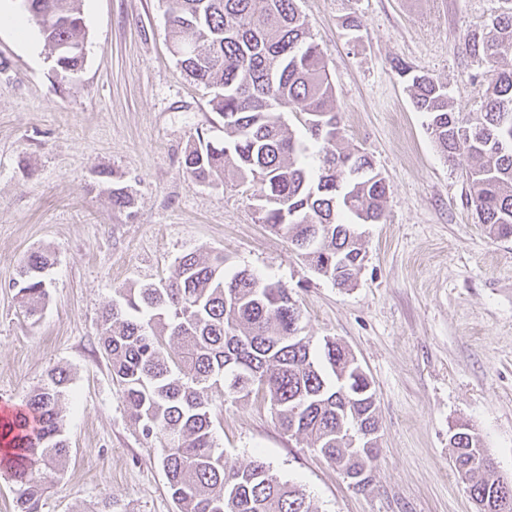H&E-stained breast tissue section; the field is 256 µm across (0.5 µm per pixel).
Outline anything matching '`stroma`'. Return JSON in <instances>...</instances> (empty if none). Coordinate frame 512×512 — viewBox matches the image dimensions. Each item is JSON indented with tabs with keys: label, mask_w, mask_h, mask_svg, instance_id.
I'll list each match as a JSON object with an SVG mask.
<instances>
[{
	"label": "stroma",
	"mask_w": 512,
	"mask_h": 512,
	"mask_svg": "<svg viewBox=\"0 0 512 512\" xmlns=\"http://www.w3.org/2000/svg\"><path fill=\"white\" fill-rule=\"evenodd\" d=\"M505 0H298L325 54L345 142L388 186L386 221L357 228L366 254L339 288L258 222L252 187L187 177L197 130L223 138L211 96L177 64L164 0H83L85 56L61 77L36 24L0 28V410L22 408L56 367L69 374L62 430L70 456L42 512H178L159 443L132 420L99 341L116 289L156 283L178 259L220 253L286 286L312 349L351 351L376 393L379 452L357 488L267 403L213 407L228 464L254 457L301 484L317 512H475L451 461L465 424L512 481V238L479 224L467 159L448 163L397 67L447 83L455 111H480L492 74L466 35ZM360 21L345 27L346 17ZM133 198L112 206L113 185ZM51 254L48 298L28 319L12 283L28 254Z\"/></svg>",
	"instance_id": "obj_1"
}]
</instances>
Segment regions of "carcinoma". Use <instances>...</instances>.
<instances>
[{
    "mask_svg": "<svg viewBox=\"0 0 512 512\" xmlns=\"http://www.w3.org/2000/svg\"><path fill=\"white\" fill-rule=\"evenodd\" d=\"M166 36L182 70L210 90L224 138L195 133L184 172L201 182L259 186V221L288 240L320 276L351 285L364 254L359 224H383L388 187L372 161L345 145L341 111L323 52L297 0H166ZM41 30L57 71L84 62L81 0H22ZM494 73L479 112L463 119L447 85L410 77L415 108L444 158L465 156L480 223L512 237V6L467 41ZM286 112L303 113L302 129ZM50 255L24 260L16 296L37 316L48 296ZM300 310L288 288L247 270L224 272V254L181 256L158 284L118 291L101 315L100 340L131 418L163 448L162 466L179 512H317L303 486L284 481L255 458L230 466L215 448L211 407L217 400L266 401L280 427L307 440L341 472H370L377 445L351 446L376 434V394L352 353L327 338L317 352L298 335ZM68 376L52 370L25 408L0 428L12 436L7 466L19 512H41L40 471L63 468ZM454 468L477 512L504 511L492 500L496 478L476 461L487 454L461 425L450 434Z\"/></svg>",
    "mask_w": 512,
    "mask_h": 512,
    "instance_id": "cac0c4a2",
    "label": "carcinoma"
}]
</instances>
